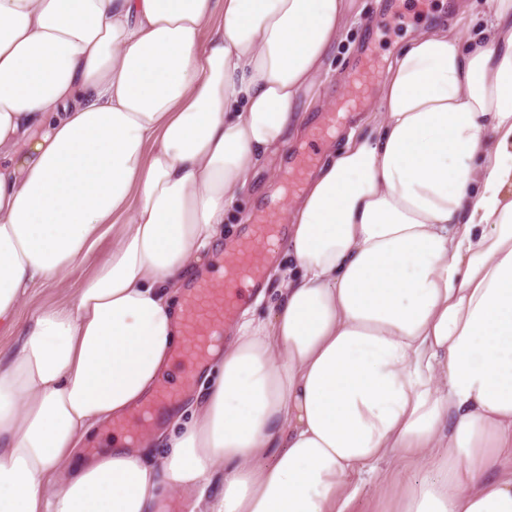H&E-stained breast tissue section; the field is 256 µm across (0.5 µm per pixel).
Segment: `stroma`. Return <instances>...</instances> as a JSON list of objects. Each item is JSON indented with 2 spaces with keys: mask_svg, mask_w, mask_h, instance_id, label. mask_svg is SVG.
Returning a JSON list of instances; mask_svg holds the SVG:
<instances>
[{
  "mask_svg": "<svg viewBox=\"0 0 512 512\" xmlns=\"http://www.w3.org/2000/svg\"><path fill=\"white\" fill-rule=\"evenodd\" d=\"M458 23L455 0H350L343 32L323 64L315 102L304 115L306 132H313L326 113L341 106L357 104L350 113L347 127H336L324 135L319 153L341 145L346 128L360 129L371 118L377 105L375 97L379 75L385 74L400 43L408 35ZM372 57L376 79L357 85L353 82L355 68L363 54ZM288 149L269 154L240 196V205L232 209L225 223V240H233L246 230L248 216L257 214L276 190L287 188L286 165ZM427 467L413 457L395 453L382 464L376 479L363 483L349 512H390L384 490L403 486L429 476Z\"/></svg>",
  "mask_w": 512,
  "mask_h": 512,
  "instance_id": "stroma-1",
  "label": "stroma"
}]
</instances>
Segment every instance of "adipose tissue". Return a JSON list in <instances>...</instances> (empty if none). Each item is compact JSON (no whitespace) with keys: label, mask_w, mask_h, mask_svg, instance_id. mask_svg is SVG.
<instances>
[{"label":"adipose tissue","mask_w":512,"mask_h":512,"mask_svg":"<svg viewBox=\"0 0 512 512\" xmlns=\"http://www.w3.org/2000/svg\"><path fill=\"white\" fill-rule=\"evenodd\" d=\"M487 4L485 31L402 42L202 398L84 460L168 368L177 298L349 0H0V326L112 241L0 358V512H347L400 449L438 475L387 489L393 512H512V0ZM110 246L111 239H105L94 255L78 260L66 271L65 277L69 288H79L83 284L92 273L97 262L108 252Z\"/></svg>","instance_id":"obj_1"}]
</instances>
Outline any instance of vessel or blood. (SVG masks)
<instances>
[{
	"label": "vessel or blood",
	"mask_w": 512,
	"mask_h": 512,
	"mask_svg": "<svg viewBox=\"0 0 512 512\" xmlns=\"http://www.w3.org/2000/svg\"><path fill=\"white\" fill-rule=\"evenodd\" d=\"M316 160V152L305 148L297 150L288 167L290 184L300 186ZM283 238L284 229L273 223L271 212L257 213L250 232L230 246L233 260L224 268L223 283L200 279L186 289L182 317L185 342L173 354L174 360L185 364V375L177 387L160 383L153 397L140 406L141 414H154L159 407L177 399L181 391L193 387L196 371L211 356L218 325L232 323L247 293H260L264 285V268L254 261V253L260 248L271 249Z\"/></svg>",
	"instance_id": "obj_1"
}]
</instances>
